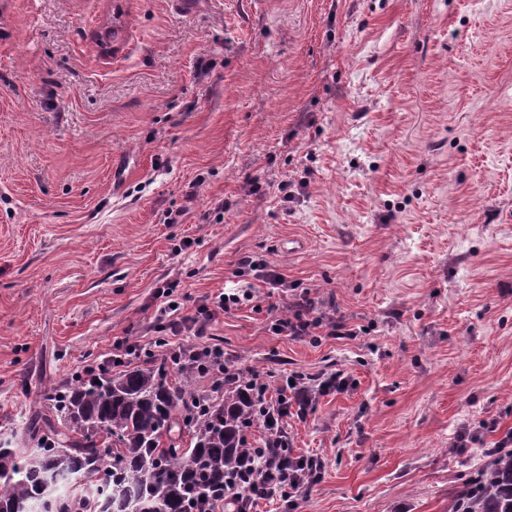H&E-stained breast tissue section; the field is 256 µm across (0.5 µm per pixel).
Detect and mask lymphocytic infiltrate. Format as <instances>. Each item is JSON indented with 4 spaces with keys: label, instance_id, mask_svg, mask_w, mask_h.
Returning a JSON list of instances; mask_svg holds the SVG:
<instances>
[{
    "label": "lymphocytic infiltrate",
    "instance_id": "f902f5d3",
    "mask_svg": "<svg viewBox=\"0 0 512 512\" xmlns=\"http://www.w3.org/2000/svg\"><path fill=\"white\" fill-rule=\"evenodd\" d=\"M174 283H166L160 291L161 303L155 316L154 329L164 336L165 344L171 356H179L183 351H190L192 356L206 358L219 353L218 345L203 343L202 338L208 333L211 321L220 313L237 307L242 301L252 300L254 291L245 288L242 292H221L203 297L196 307L194 315L181 313L182 303L174 294ZM314 305L309 293H302L288 304L287 314L275 317L271 330L278 336H313L317 332L326 335H339L341 323L333 319H324L314 315ZM198 337L199 342L192 348H185L184 337ZM288 395L278 397L269 393V388L260 376H253L252 381L259 399L262 427L270 432L269 440L259 448L263 459L262 468L256 471L247 482L232 481L224 488V502L231 505L233 512H250V502L273 496L290 499L291 493L316 480L322 469V462L311 455H293L288 451L286 419L289 404H297L300 412H307L317 395L330 389H343L346 379L342 374H331L320 383H313L311 378L296 373Z\"/></svg>",
    "mask_w": 512,
    "mask_h": 512
}]
</instances>
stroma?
I'll return each instance as SVG.
<instances>
[{"instance_id": "obj_1", "label": "stroma", "mask_w": 512, "mask_h": 512, "mask_svg": "<svg viewBox=\"0 0 512 512\" xmlns=\"http://www.w3.org/2000/svg\"><path fill=\"white\" fill-rule=\"evenodd\" d=\"M245 252L350 330L275 335L264 288L212 323L270 389L347 380L253 512H448L498 439L461 424L512 428V0H0V440Z\"/></svg>"}]
</instances>
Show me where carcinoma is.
<instances>
[{
	"mask_svg": "<svg viewBox=\"0 0 512 512\" xmlns=\"http://www.w3.org/2000/svg\"><path fill=\"white\" fill-rule=\"evenodd\" d=\"M169 359L106 369L46 387L26 423L29 447L0 442V512H216L227 480L257 470L247 440L260 419L249 377L216 396L197 377L216 373ZM99 480L93 490L84 480ZM466 512H512V454L497 456L482 483L467 484L448 504Z\"/></svg>",
	"mask_w": 512,
	"mask_h": 512,
	"instance_id": "cac0c4a2",
	"label": "carcinoma"
}]
</instances>
